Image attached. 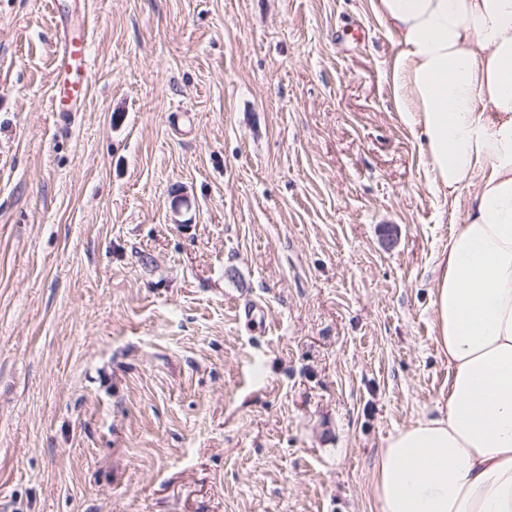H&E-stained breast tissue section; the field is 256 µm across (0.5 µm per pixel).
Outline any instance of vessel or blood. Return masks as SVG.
<instances>
[{
  "label": "vessel or blood",
  "instance_id": "b4317fda",
  "mask_svg": "<svg viewBox=\"0 0 512 512\" xmlns=\"http://www.w3.org/2000/svg\"><path fill=\"white\" fill-rule=\"evenodd\" d=\"M90 38L89 22L77 30L61 24L54 48L51 111L76 112L83 106L92 79Z\"/></svg>",
  "mask_w": 512,
  "mask_h": 512
}]
</instances>
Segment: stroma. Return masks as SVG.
<instances>
[{
  "label": "stroma",
  "instance_id": "stroma-1",
  "mask_svg": "<svg viewBox=\"0 0 512 512\" xmlns=\"http://www.w3.org/2000/svg\"><path fill=\"white\" fill-rule=\"evenodd\" d=\"M0 0V512H374L448 390L438 194L372 0ZM260 305L265 317H246ZM54 48L52 94L50 111L78 112L84 104L91 86L92 60L90 54L91 27L83 20L80 33L63 17Z\"/></svg>",
  "mask_w": 512,
  "mask_h": 512
}]
</instances>
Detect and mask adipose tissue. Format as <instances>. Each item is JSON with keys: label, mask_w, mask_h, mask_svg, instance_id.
<instances>
[{"label": "adipose tissue", "mask_w": 512, "mask_h": 512, "mask_svg": "<svg viewBox=\"0 0 512 512\" xmlns=\"http://www.w3.org/2000/svg\"><path fill=\"white\" fill-rule=\"evenodd\" d=\"M390 84L442 193L467 194L437 264L448 394L391 436L377 512H512V0H376Z\"/></svg>", "instance_id": "1"}]
</instances>
